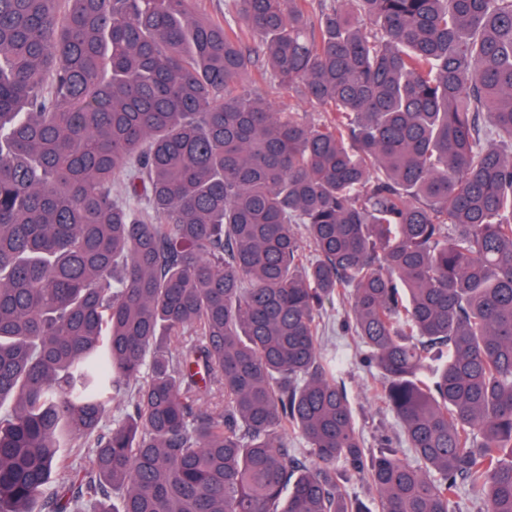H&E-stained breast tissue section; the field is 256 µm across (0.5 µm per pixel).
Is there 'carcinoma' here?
Returning a JSON list of instances; mask_svg holds the SVG:
<instances>
[{
	"label": "carcinoma",
	"instance_id": "obj_1",
	"mask_svg": "<svg viewBox=\"0 0 512 512\" xmlns=\"http://www.w3.org/2000/svg\"><path fill=\"white\" fill-rule=\"evenodd\" d=\"M352 476L512 512V0H0V512H371ZM327 314L322 327L321 345L328 351H335L340 362L342 381L345 383L349 400L359 415V425L366 446L376 447V438L381 430L391 434L394 420L391 413L379 399L380 383L378 372L363 362V348L352 336L344 335L341 324L346 316L348 302L342 294L326 303Z\"/></svg>",
	"mask_w": 512,
	"mask_h": 512
}]
</instances>
